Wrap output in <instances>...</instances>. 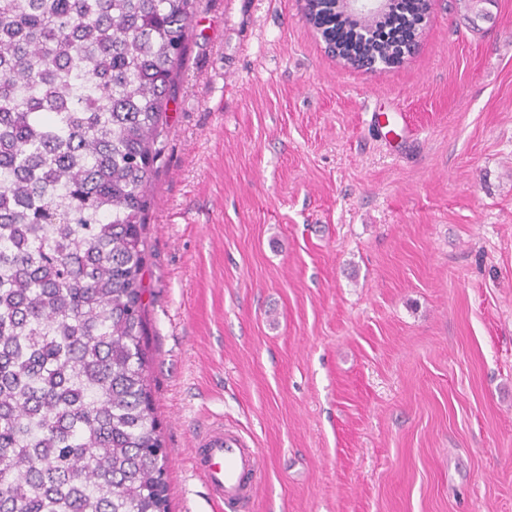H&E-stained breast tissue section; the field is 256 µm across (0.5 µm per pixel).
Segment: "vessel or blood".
Masks as SVG:
<instances>
[{
    "instance_id": "1",
    "label": "vessel or blood",
    "mask_w": 512,
    "mask_h": 512,
    "mask_svg": "<svg viewBox=\"0 0 512 512\" xmlns=\"http://www.w3.org/2000/svg\"><path fill=\"white\" fill-rule=\"evenodd\" d=\"M193 467L211 498L230 512L258 495L262 472L259 451L223 424H213L197 436Z\"/></svg>"
}]
</instances>
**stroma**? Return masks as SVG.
<instances>
[{
    "mask_svg": "<svg viewBox=\"0 0 512 512\" xmlns=\"http://www.w3.org/2000/svg\"><path fill=\"white\" fill-rule=\"evenodd\" d=\"M143 283L168 512L217 421L251 512H512V0H431L391 68L304 0H197Z\"/></svg>",
    "mask_w": 512,
    "mask_h": 512,
    "instance_id": "obj_1",
    "label": "stroma"
}]
</instances>
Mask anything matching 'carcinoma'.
I'll use <instances>...</instances> for the list:
<instances>
[{
	"label": "carcinoma",
	"mask_w": 512,
	"mask_h": 512,
	"mask_svg": "<svg viewBox=\"0 0 512 512\" xmlns=\"http://www.w3.org/2000/svg\"><path fill=\"white\" fill-rule=\"evenodd\" d=\"M424 0L383 26L404 36ZM196 0H0V512H167L142 227ZM317 0L322 35L367 42Z\"/></svg>",
	"instance_id": "carcinoma-1"
}]
</instances>
